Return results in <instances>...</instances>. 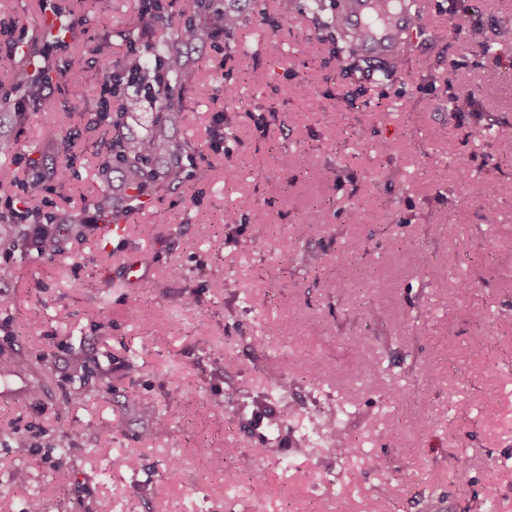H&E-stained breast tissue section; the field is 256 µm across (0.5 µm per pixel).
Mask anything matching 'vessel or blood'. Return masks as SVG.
Instances as JSON below:
<instances>
[{
	"label": "vessel or blood",
	"instance_id": "1",
	"mask_svg": "<svg viewBox=\"0 0 512 512\" xmlns=\"http://www.w3.org/2000/svg\"><path fill=\"white\" fill-rule=\"evenodd\" d=\"M346 6L348 25L374 68L397 55L402 25L417 16L411 0H346Z\"/></svg>",
	"mask_w": 512,
	"mask_h": 512
}]
</instances>
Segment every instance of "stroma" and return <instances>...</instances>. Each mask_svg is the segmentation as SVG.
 Masks as SVG:
<instances>
[{
    "label": "stroma",
    "instance_id": "stroma-1",
    "mask_svg": "<svg viewBox=\"0 0 512 512\" xmlns=\"http://www.w3.org/2000/svg\"><path fill=\"white\" fill-rule=\"evenodd\" d=\"M66 2L76 43L33 59L59 108L0 137V168L21 179L56 124L67 183L34 201L80 221L64 253L0 261V355L43 379L0 396V512H473L484 498L512 512V158L497 139L512 127V0H421L404 66L372 74L328 27L344 0H224L237 30L190 48L173 89V142L200 151L127 215L121 251L96 229L92 139L70 133L103 99L100 40L118 60L174 33L135 27L140 0ZM44 15L43 0H0V55L30 60ZM75 54L77 82L63 75ZM462 94L475 107L452 111ZM217 278L232 288L213 294ZM329 418L360 455L303 452ZM118 455L135 468L114 469Z\"/></svg>",
    "mask_w": 512,
    "mask_h": 512
}]
</instances>
